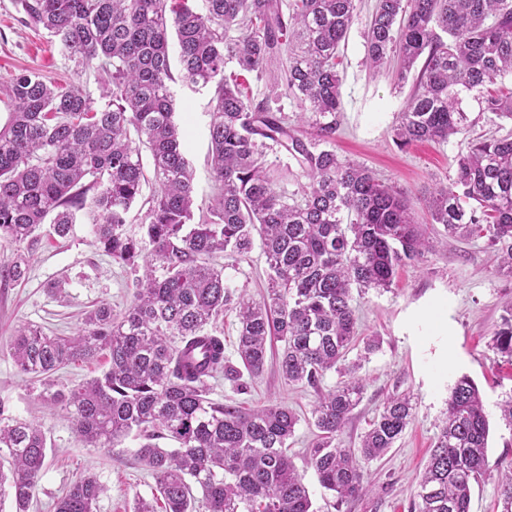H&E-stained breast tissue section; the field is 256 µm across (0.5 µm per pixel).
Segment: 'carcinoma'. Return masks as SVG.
Returning <instances> with one entry per match:
<instances>
[{
    "label": "carcinoma",
    "mask_w": 512,
    "mask_h": 512,
    "mask_svg": "<svg viewBox=\"0 0 512 512\" xmlns=\"http://www.w3.org/2000/svg\"><path fill=\"white\" fill-rule=\"evenodd\" d=\"M20 6L77 68L109 75L112 100L99 107L80 86L49 82L36 70L0 85L12 107L0 127V245L14 247L0 262V281L25 279L26 250L66 238L80 212L92 217L97 247L135 275L126 308L99 303L71 336L18 327L10 355L39 382L35 398L61 411L89 447L110 451L138 437L135 456L153 476L164 512H314L287 452L298 416L279 405L244 409L209 398L218 377L246 390L244 375L263 372L275 336L283 378L317 390L311 419L318 435L308 460L321 487L342 503L365 495L363 463L393 447L413 405L406 395L389 396L360 448L336 444L365 389L360 362L345 364L357 335L353 289H389L435 244L400 189L336 153L339 46L357 0H291L286 11L282 0ZM366 39L374 69L394 58L404 79L424 59L396 128L399 146L466 134L471 105L512 121V86L504 83L512 77V0H376ZM228 60L239 71L226 76ZM251 77L297 99L312 131L288 126L266 101L253 102ZM177 82L214 88V194L198 214L173 119L170 84ZM269 141L297 160L307 179L301 194L278 188L264 159ZM150 181L136 236L129 213ZM425 203L431 223L448 235L487 238L498 268L512 276V134L467 142L455 177ZM257 241L269 270L259 301L245 297L217 261L244 256ZM229 309L238 319L240 367L224 354L217 328ZM506 311L493 342L512 362V302ZM99 357L108 359L101 375L55 384L59 369ZM332 370L347 379L324 393L319 385ZM488 434L480 389L463 375L450 389L412 512H470L473 484L488 471ZM46 455L41 425L0 406V458L10 465L0 464V498L11 499L13 512H29ZM105 491L96 475H82L56 512H97Z\"/></svg>",
    "instance_id": "obj_1"
}]
</instances>
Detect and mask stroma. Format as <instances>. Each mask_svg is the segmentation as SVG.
Returning a JSON list of instances; mask_svg holds the SVG:
<instances>
[{
	"instance_id": "1",
	"label": "stroma",
	"mask_w": 512,
	"mask_h": 512,
	"mask_svg": "<svg viewBox=\"0 0 512 512\" xmlns=\"http://www.w3.org/2000/svg\"><path fill=\"white\" fill-rule=\"evenodd\" d=\"M373 0H362L359 14L340 47L342 63L341 112L336 132L339 156L359 164L380 181L403 190L419 223L428 216L423 197L448 184L456 159L464 151L461 137L445 143L396 144L394 128L416 82L398 81L392 70H372L367 62L366 32ZM41 71L46 80L81 86L98 104L107 82L100 72L78 73L74 64L51 42L45 31L26 23L17 0H0V84L21 70ZM175 119L184 133L183 147L195 170L196 203L207 205L213 182L209 168L210 98L207 90L172 86ZM441 245L418 266L400 270L384 292L354 296L358 339L349 359H361L363 399L354 410L338 442L358 447L369 420L393 394H408L414 416L395 446L365 469L368 494L348 504H336L306 463L316 439L308 422L318 390H330L341 380L337 372L324 376L320 389L288 383L278 370L280 341H272L261 375L245 393L218 381L211 399L235 401L246 408L281 404L295 411L300 422L288 441V454L307 485L315 512H411L412 487L424 469L438 425L448 408V393L456 378L466 374L479 385L488 413L490 433L485 477L474 485L471 512H499L498 482L512 471V425L502 419L499 406L512 397V362L495 349L493 334L512 299V277L499 273L486 238L446 236L437 230ZM234 285L260 297L267 287V264L261 249L224 261ZM64 281V296L49 286ZM130 270L101 252L90 233L87 216H79L67 239L37 244L24 281L0 283V405L7 415L37 419L47 438L46 466L31 502L30 512H55L63 490L80 475L95 474L108 491L97 512H132L135 499L162 507L150 472L132 454L138 441L127 438L107 451L87 447L60 413L34 399L32 383L20 373L9 354L15 329L23 324L46 332L67 334L81 313L104 301L115 309L129 305L133 294ZM447 318V328L432 316ZM377 338L378 348L365 354L364 342Z\"/></svg>"
}]
</instances>
